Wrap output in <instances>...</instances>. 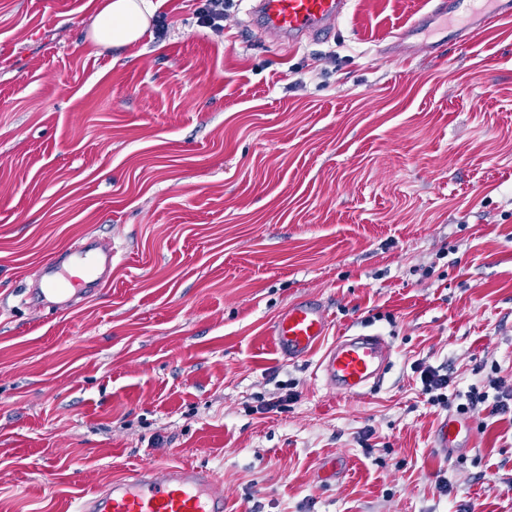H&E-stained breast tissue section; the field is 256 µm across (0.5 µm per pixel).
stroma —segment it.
Returning a JSON list of instances; mask_svg holds the SVG:
<instances>
[{"label": "stroma", "instance_id": "35a3bbf8", "mask_svg": "<svg viewBox=\"0 0 512 512\" xmlns=\"http://www.w3.org/2000/svg\"><path fill=\"white\" fill-rule=\"evenodd\" d=\"M152 2L167 28L134 57L87 45L92 0H0V512H75L161 464L210 469L226 512H512V416L433 446L458 393L512 386V21L403 59L384 48L423 0H353L294 49L245 0L220 33ZM102 241L103 290L26 304ZM307 297L326 343L386 338L379 387L276 355ZM421 382L425 394L430 395L429 402L432 405L448 406V395L443 391L447 392L451 383L448 373H440V370L426 367L421 370Z\"/></svg>", "mask_w": 512, "mask_h": 512}]
</instances>
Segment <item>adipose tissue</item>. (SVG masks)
Listing matches in <instances>:
<instances>
[{
  "mask_svg": "<svg viewBox=\"0 0 512 512\" xmlns=\"http://www.w3.org/2000/svg\"><path fill=\"white\" fill-rule=\"evenodd\" d=\"M154 11L152 0H98L88 38L100 49L136 47Z\"/></svg>",
  "mask_w": 512,
  "mask_h": 512,
  "instance_id": "adipose-tissue-1",
  "label": "adipose tissue"
}]
</instances>
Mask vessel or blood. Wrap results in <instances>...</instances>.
Here are the masks:
<instances>
[{"label":"vessel or blood","mask_w":512,"mask_h":512,"mask_svg":"<svg viewBox=\"0 0 512 512\" xmlns=\"http://www.w3.org/2000/svg\"><path fill=\"white\" fill-rule=\"evenodd\" d=\"M351 0H257L251 13L266 31L298 46L307 37L331 35L349 12ZM452 15L467 19L455 29L456 42L465 43L477 34L494 30L498 23L512 19V0H425L419 18L401 29L390 44L400 56L419 50L414 35L425 34L431 24ZM112 269V249L102 247L99 255L84 256L78 274L59 280L57 270L45 268V281L35 289L34 300L55 298L68 305L70 288L98 286ZM328 330L325 307L313 299L291 303L271 328L275 351L291 362L307 360ZM391 349L380 334L337 337L319 361L318 368L337 393L359 396L372 388L390 363ZM477 431L472 419L449 414L437 428V446L457 454L470 447ZM78 512H224V493L216 486L212 472L198 466L146 467L130 476L113 480L81 502Z\"/></svg>","instance_id":"vessel-or-blood-1"}]
</instances>
